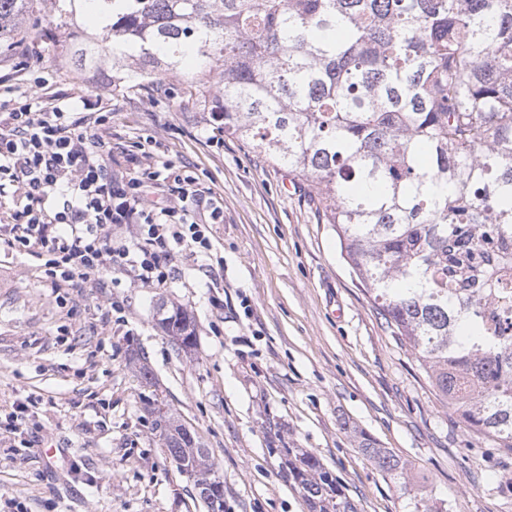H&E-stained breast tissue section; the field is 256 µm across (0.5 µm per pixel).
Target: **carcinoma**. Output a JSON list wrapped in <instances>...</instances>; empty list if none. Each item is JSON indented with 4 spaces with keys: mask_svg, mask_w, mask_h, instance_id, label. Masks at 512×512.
Segmentation results:
<instances>
[{
    "mask_svg": "<svg viewBox=\"0 0 512 512\" xmlns=\"http://www.w3.org/2000/svg\"><path fill=\"white\" fill-rule=\"evenodd\" d=\"M39 0H0V56ZM99 13L74 50L138 85L191 55L204 94L224 63V133L309 189L341 255L435 396L473 435L512 452V0H54ZM136 66L125 67L127 53ZM195 345L180 307L159 319ZM167 448L183 424L146 403ZM406 487L411 468L358 432ZM173 460L210 472L198 448ZM308 512H357L313 453L288 461Z\"/></svg>",
    "mask_w": 512,
    "mask_h": 512,
    "instance_id": "1",
    "label": "carcinoma"
}]
</instances>
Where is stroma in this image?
<instances>
[{
    "label": "stroma",
    "mask_w": 512,
    "mask_h": 512,
    "mask_svg": "<svg viewBox=\"0 0 512 512\" xmlns=\"http://www.w3.org/2000/svg\"><path fill=\"white\" fill-rule=\"evenodd\" d=\"M52 38L0 57V88L34 109L78 112L98 128L114 171L157 144L161 161L192 171L221 200L205 271L145 288L126 272L51 292L26 253L0 250V410L30 399L28 432L0 426V512H207L151 428L136 371L145 358L172 412L207 448L224 483L225 512H307L282 464L315 454L358 512H414L423 495L448 512H512V454L489 463L428 386L340 254L304 185L238 139L215 136L214 93L190 96L199 66L134 89L113 78L112 56L84 68L69 42L99 31L41 0ZM195 319L197 344L177 349L160 305ZM111 319H104V311ZM408 462L409 489L360 449L357 431ZM58 448L56 467L42 451Z\"/></svg>",
    "instance_id": "obj_1"
}]
</instances>
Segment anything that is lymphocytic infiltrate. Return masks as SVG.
I'll use <instances>...</instances> for the list:
<instances>
[{"mask_svg":"<svg viewBox=\"0 0 512 512\" xmlns=\"http://www.w3.org/2000/svg\"><path fill=\"white\" fill-rule=\"evenodd\" d=\"M104 146L73 113H37L0 100V197L25 199L0 230V244L35 257L54 290L99 280L111 268L130 272L143 287H163L174 273V256L195 260L211 251L197 213L204 207L220 219L221 203L195 176L157 169L148 150L137 157L135 175L113 173ZM162 181L175 205L153 201ZM129 224L134 235L116 238Z\"/></svg>","mask_w":512,"mask_h":512,"instance_id":"1","label":"lymphocytic infiltrate"}]
</instances>
